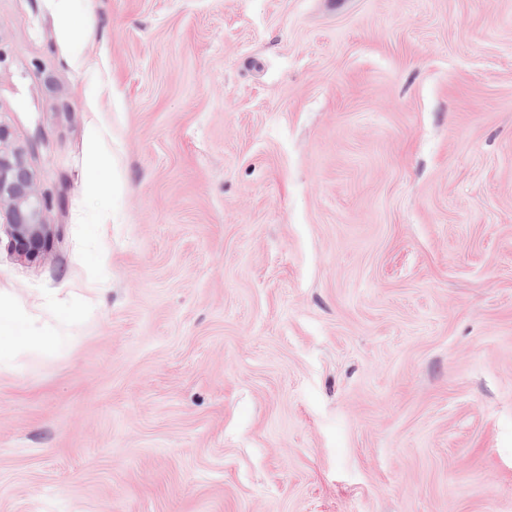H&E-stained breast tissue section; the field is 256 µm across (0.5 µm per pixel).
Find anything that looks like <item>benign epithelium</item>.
<instances>
[{
	"label": "benign epithelium",
	"instance_id": "1",
	"mask_svg": "<svg viewBox=\"0 0 512 512\" xmlns=\"http://www.w3.org/2000/svg\"><path fill=\"white\" fill-rule=\"evenodd\" d=\"M50 205V197L38 191L22 153L0 149V212L5 214L11 247L19 257L34 261L49 248Z\"/></svg>",
	"mask_w": 512,
	"mask_h": 512
}]
</instances>
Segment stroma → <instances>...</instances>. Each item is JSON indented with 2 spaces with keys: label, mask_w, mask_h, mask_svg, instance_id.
<instances>
[{
  "label": "stroma",
  "mask_w": 512,
  "mask_h": 512,
  "mask_svg": "<svg viewBox=\"0 0 512 512\" xmlns=\"http://www.w3.org/2000/svg\"><path fill=\"white\" fill-rule=\"evenodd\" d=\"M327 2L0 0V512H512V0ZM9 138V130L0 124V218L4 210L14 252L35 261L51 244V225L47 224L51 201L38 191L22 153L2 150ZM21 319L11 309L0 310V355L2 352V339L6 340L7 347L30 348L44 344L48 336H15L14 324Z\"/></svg>",
  "instance_id": "obj_1"
}]
</instances>
